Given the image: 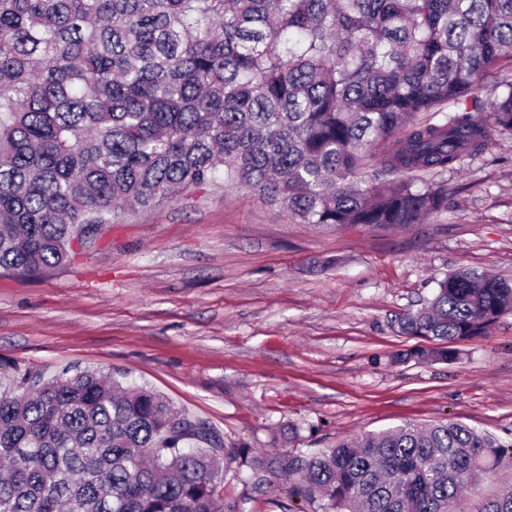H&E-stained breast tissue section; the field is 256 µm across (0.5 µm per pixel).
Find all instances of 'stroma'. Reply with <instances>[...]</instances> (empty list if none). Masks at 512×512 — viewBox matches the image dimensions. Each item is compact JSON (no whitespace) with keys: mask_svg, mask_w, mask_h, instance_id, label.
Instances as JSON below:
<instances>
[{"mask_svg":"<svg viewBox=\"0 0 512 512\" xmlns=\"http://www.w3.org/2000/svg\"><path fill=\"white\" fill-rule=\"evenodd\" d=\"M448 208L402 226L303 224L217 184L103 227L68 267L0 273V392L28 372L145 386L225 447L305 457L346 436L452 420L512 442V314L453 363L406 358L398 321L460 269L512 280V131L437 174ZM225 503L313 512L285 484Z\"/></svg>","mask_w":512,"mask_h":512,"instance_id":"1","label":"stroma"}]
</instances>
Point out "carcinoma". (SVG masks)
I'll return each mask as SVG.
<instances>
[{
	"mask_svg": "<svg viewBox=\"0 0 512 512\" xmlns=\"http://www.w3.org/2000/svg\"><path fill=\"white\" fill-rule=\"evenodd\" d=\"M504 59L512 0H0V272L68 266L128 209L218 181L305 224H420L448 209L431 176L512 130L511 81L477 96ZM508 313L511 282L461 270L400 332L452 363ZM20 388L0 395V512H224L238 459L318 512H456L512 465V443L452 421L281 459L93 373ZM480 512H512V483Z\"/></svg>",
	"mask_w": 512,
	"mask_h": 512,
	"instance_id": "cac0c4a2",
	"label": "carcinoma"
}]
</instances>
